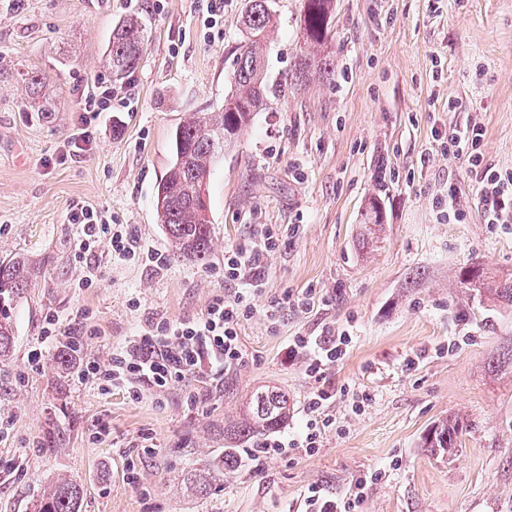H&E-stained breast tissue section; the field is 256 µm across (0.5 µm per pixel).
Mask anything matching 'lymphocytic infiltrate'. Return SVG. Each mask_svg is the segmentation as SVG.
Listing matches in <instances>:
<instances>
[{"instance_id":"1","label":"lymphocytic infiltrate","mask_w":512,"mask_h":512,"mask_svg":"<svg viewBox=\"0 0 512 512\" xmlns=\"http://www.w3.org/2000/svg\"><path fill=\"white\" fill-rule=\"evenodd\" d=\"M482 140L483 129L474 124L456 128L450 144L456 150L474 152L477 207L484 222L512 224V175H500L483 164L476 154ZM67 220L79 229L84 252L104 245L115 255L145 261L159 269L168 264L164 253L143 250L136 239L104 212L77 202L70 204ZM278 247L277 234L267 229L257 239L225 251V279L238 281L257 274L265 258ZM251 311L248 293L240 292L231 298L215 296L201 316L176 323L163 320L153 323L138 339L113 347L107 364L87 363L83 373L96 377L104 389L127 387L135 399L141 397L143 389L161 394L190 376L198 377L204 384L213 383L223 377L228 367L242 362L240 325ZM351 341L346 331L326 336L300 335L289 341V358L302 359L308 376L315 381L306 403L308 419L304 431L296 437L263 440V455H279L289 448H300L308 454L317 451L323 434L332 425L325 409L334 392L326 383V372L345 358ZM363 501L364 486L360 483L344 496H333L313 486L305 497L304 512H361Z\"/></svg>"}]
</instances>
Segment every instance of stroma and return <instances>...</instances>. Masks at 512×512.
Masks as SVG:
<instances>
[{"label":"stroma","instance_id":"35a3bbf8","mask_svg":"<svg viewBox=\"0 0 512 512\" xmlns=\"http://www.w3.org/2000/svg\"><path fill=\"white\" fill-rule=\"evenodd\" d=\"M223 2L214 20L208 0H0V261L21 256L35 270L0 362V512H31L61 478L80 486L81 512H301L308 487L342 496L360 478L363 512H512V364L492 365L512 347V307L454 281L472 263L512 274V224L483 222L468 158L448 151L449 129L478 123L485 163L512 173V0H336V77H312L298 93L284 82L301 0H275L266 79L278 93L211 170L213 251L202 264L172 257L155 191L176 127L220 110L234 86L244 0ZM130 16L149 41L116 81L105 51ZM34 72L50 80L51 113L31 103ZM98 81L111 86L112 109L93 121L89 150L72 152L82 93ZM451 185L456 219L440 203ZM373 197L386 234L368 254L359 239ZM74 202L111 214L168 265L105 248L77 262ZM263 224L279 230L280 248L240 326L245 359L220 384L189 380L163 400L148 390L134 400L82 376L83 363H106L149 324L191 320L215 295L234 297L241 284L225 280L224 253ZM90 267L97 281L81 287ZM310 287L321 291L313 306L284 305ZM50 315L65 331L53 342L40 336ZM327 330L352 337L326 373L338 391L326 409L333 426L314 454L293 448L256 464L254 439L225 437V422L251 391L273 386L292 403L279 436L298 433L314 381L286 347ZM355 392L369 396L359 410ZM450 414L471 429L443 457L421 439ZM228 448L238 463L223 482L187 487L188 471Z\"/></svg>","mask_w":512,"mask_h":512}]
</instances>
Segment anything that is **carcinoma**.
<instances>
[{"label":"carcinoma","mask_w":512,"mask_h":512,"mask_svg":"<svg viewBox=\"0 0 512 512\" xmlns=\"http://www.w3.org/2000/svg\"><path fill=\"white\" fill-rule=\"evenodd\" d=\"M336 0H302L300 31L302 42L294 70L288 79L293 86H302L317 74L334 79L336 65L325 48L332 32ZM276 23L271 0H245L242 25L247 41L236 57L234 89L224 97L222 110L193 117L179 125L173 135V162L161 176L156 192V212L174 253L187 260L204 262L213 247L211 221L208 216L205 187L214 159L224 147L236 142L251 126L256 113L268 106L271 88L266 83L265 50L269 32ZM148 36L142 22L128 19L112 29L106 62L112 77L123 80L133 73L141 59ZM47 77L33 73L28 84L34 99L41 102L39 111L47 113L43 90ZM369 221L363 233V244L379 243L385 233V218L379 200L368 204ZM33 278L30 265L23 259L0 262V359L7 357L14 336L11 315L14 302ZM461 288L483 292L497 301L512 306V277L495 278L480 264L462 267L455 273ZM288 395L276 389L257 390L246 399L233 428L245 437L257 438L279 429L288 421ZM470 424L458 416L436 421L424 436V447L442 454H453ZM237 464L232 448L224 449L219 463L206 464L197 473H189L186 482L203 492L210 482L224 476V470ZM80 488L62 479L48 495L38 500L32 512H80Z\"/></svg>","instance_id":"cac0c4a2"}]
</instances>
